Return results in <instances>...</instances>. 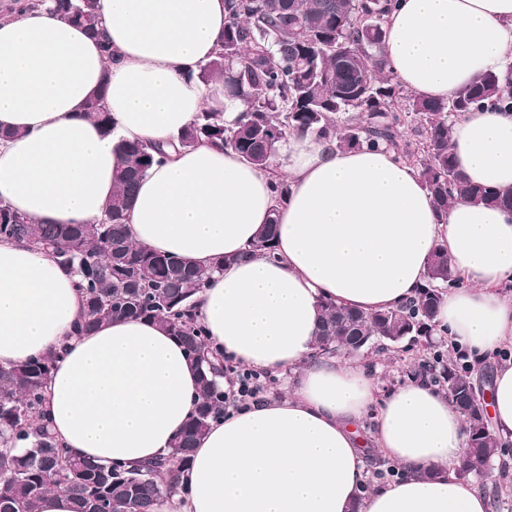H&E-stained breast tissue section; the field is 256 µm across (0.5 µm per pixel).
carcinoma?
<instances>
[{"label":"carcinoma","instance_id":"obj_1","mask_svg":"<svg viewBox=\"0 0 512 512\" xmlns=\"http://www.w3.org/2000/svg\"><path fill=\"white\" fill-rule=\"evenodd\" d=\"M397 0H225L224 37L215 57L197 66L196 77L221 86L224 98L242 104L224 120L220 105L199 112L172 148L220 144L263 172L288 137L313 134L338 150L382 147L415 166L436 207L445 212L457 200L512 208V192L473 185L453 161L452 125L479 107L512 110V62L486 73L446 100L406 91L389 68L382 47L387 18ZM77 25L97 23L98 0H38ZM87 113L111 127L103 95ZM410 125L419 140L402 141ZM122 169L112 201L96 224H35L0 206V240L22 241L51 252L67 269H77L85 313L77 331L89 332L114 318L160 323L181 341L200 370L199 399L193 415L175 437L171 451L137 467L71 457L42 416L45 387L59 356L55 352L22 364L0 366V512H36L39 500L66 491L76 512H152L162 496L177 492L178 474L209 426L224 418L225 390L215 376L230 371L224 352L211 346L193 315L192 297L209 286L226 260L194 266L134 244L126 213L140 178L169 157L164 145L118 144ZM253 249L273 255L272 225L263 227ZM448 256L437 250L418 295L397 309L372 314L320 300L315 342L319 355L335 357L363 350L394 352L409 340L423 341L425 359L437 387L463 416L468 433L462 472L480 478L502 452L480 403L481 386L470 366L443 359L433 335V318L443 291L459 288Z\"/></svg>","mask_w":512,"mask_h":512}]
</instances>
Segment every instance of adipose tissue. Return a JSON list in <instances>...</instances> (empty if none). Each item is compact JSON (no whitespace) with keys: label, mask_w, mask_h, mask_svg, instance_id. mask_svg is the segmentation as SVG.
I'll return each mask as SVG.
<instances>
[{"label":"adipose tissue","mask_w":512,"mask_h":512,"mask_svg":"<svg viewBox=\"0 0 512 512\" xmlns=\"http://www.w3.org/2000/svg\"><path fill=\"white\" fill-rule=\"evenodd\" d=\"M224 0H99L96 29L33 9L0 19V204L38 224H93L108 207L117 139L164 144L214 105L189 75L212 59ZM385 53L401 85L445 100L512 61V0H399ZM104 93V133L86 113ZM450 150L475 185L512 190V111L456 120ZM277 167L290 193L275 204L267 173L223 146L171 151L142 179L128 226L155 252L206 265L231 257L193 297L210 343L229 362L287 377L285 391L225 415L179 475L186 492L156 512H489L461 480L468 434L447 395L418 378L381 390L367 363L314 354L321 299L364 312L415 295L444 249L464 287L445 292L435 333L472 362L512 349V209L453 202L439 214L419 172L383 149L337 151L289 137ZM276 220L275 255L251 254ZM76 277L49 253L0 240V365L51 352L44 414L62 448L93 462L168 453L194 412L199 371L184 347L144 319L75 334ZM491 414L512 445V361L498 367ZM407 470L370 487L356 432Z\"/></svg>","instance_id":"adipose-tissue-1"}]
</instances>
